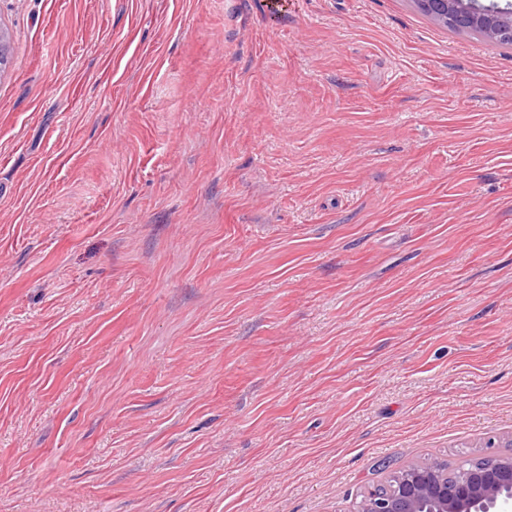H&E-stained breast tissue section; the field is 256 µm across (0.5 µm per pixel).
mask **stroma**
Masks as SVG:
<instances>
[{
    "label": "stroma",
    "mask_w": 512,
    "mask_h": 512,
    "mask_svg": "<svg viewBox=\"0 0 512 512\" xmlns=\"http://www.w3.org/2000/svg\"><path fill=\"white\" fill-rule=\"evenodd\" d=\"M0 512H355L512 440V47L412 0H0Z\"/></svg>",
    "instance_id": "obj_1"
}]
</instances>
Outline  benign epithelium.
<instances>
[{"mask_svg": "<svg viewBox=\"0 0 512 512\" xmlns=\"http://www.w3.org/2000/svg\"><path fill=\"white\" fill-rule=\"evenodd\" d=\"M457 28L480 29L491 41L512 39V4L476 0H417ZM483 463L448 481L438 461L411 464L390 476L391 484L366 491L361 512H512V453L482 457Z\"/></svg>", "mask_w": 512, "mask_h": 512, "instance_id": "obj_1", "label": "benign epithelium"}]
</instances>
